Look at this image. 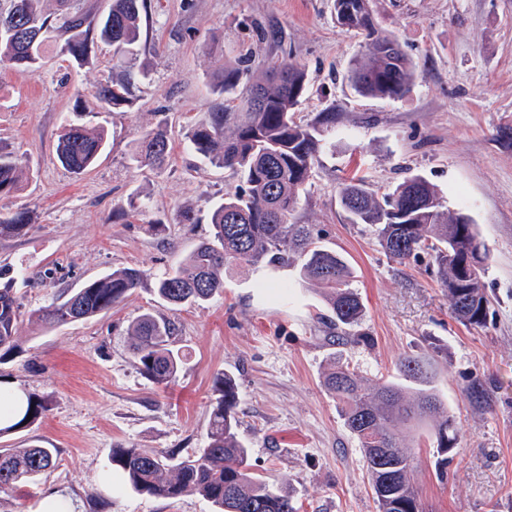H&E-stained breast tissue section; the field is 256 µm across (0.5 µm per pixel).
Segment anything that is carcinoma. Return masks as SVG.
Here are the masks:
<instances>
[{
	"instance_id": "carcinoma-1",
	"label": "carcinoma",
	"mask_w": 512,
	"mask_h": 512,
	"mask_svg": "<svg viewBox=\"0 0 512 512\" xmlns=\"http://www.w3.org/2000/svg\"><path fill=\"white\" fill-rule=\"evenodd\" d=\"M41 0H10L0 10V68L38 73L44 64L45 34L64 37L61 52L76 62L86 61L97 44L115 53L135 56L147 0H112L108 12L92 16L73 11L61 0V12L47 15ZM336 19L362 32L366 51L351 68L354 91L365 97L395 99L404 96L414 78V66L397 38L378 33L368 0H334ZM216 88H236L241 70L219 68ZM146 77L142 69L129 68L95 92L111 112L132 104L131 88ZM307 74L296 63L283 61L265 78L257 79L236 112H210L189 133L191 149L206 163L224 168L242 183L233 194L215 202L209 214L210 234L177 265L154 278V292L172 307L200 306L224 291V272L233 265L279 268L296 265L303 279L321 288L338 325L356 326L364 305L351 288L352 272L346 260L321 244L310 224H290L301 192L308 184L317 154L322 149L321 130L313 123L296 122L294 111L306 91ZM107 146L103 128L66 127L56 152L70 173L84 175L96 166ZM170 155L166 121L145 132L131 160L138 166L162 167ZM23 171L11 152L0 149V197L18 189ZM340 202L353 224L375 228L383 250L404 262L425 252L448 295L455 318L479 326L487 318L489 300L481 272L470 262L483 257L482 245L470 216L443 209L435 187L425 179H406L381 201L369 184L353 178L343 184ZM32 227L24 210L0 215V237L21 236ZM147 278L146 271L123 268L63 292L31 317L43 326H59L107 313L123 302ZM21 315L13 288H0V349L14 341ZM177 328L173 321L145 312L129 327L132 354L139 369L153 383L175 382L182 359L171 348ZM408 384H376L344 364L332 365L324 387L336 399L347 429L361 447L376 503V512H424L411 482L414 456L404 444V428L432 420L437 463L448 465L457 441L454 416L431 387V362L406 354L397 361ZM206 444L184 455L173 451L148 452L141 448L112 449L111 466L123 485L140 495L179 499L198 495L213 512H298L292 496L256 474L250 453L239 437L240 397L235 377L220 371L213 378ZM47 404L26 396L22 416L0 428V437L38 420ZM54 448L29 445L0 448V492L37 481L56 466Z\"/></svg>"
}]
</instances>
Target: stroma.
Instances as JSON below:
<instances>
[{"instance_id":"stroma-1","label":"stroma","mask_w":512,"mask_h":512,"mask_svg":"<svg viewBox=\"0 0 512 512\" xmlns=\"http://www.w3.org/2000/svg\"><path fill=\"white\" fill-rule=\"evenodd\" d=\"M130 107L101 111L94 92L126 64L110 46L94 47L77 65L49 38L40 73L0 70V146L25 173L0 198V214L28 210L33 227L0 238V286L22 303L13 347L0 354V384L45 398L34 424L0 438L22 448L57 451V466L34 484L0 492V512H38L51 492L79 512H211L202 498L165 500L120 489L105 472L115 446L186 452L203 447L216 372L238 381L239 433L256 473L285 483L298 512H376L357 439L323 385L332 363L364 377L397 381V359L432 358L433 384L458 424L446 472L434 438L411 436L412 482L427 512H512V0H369L380 33L398 38L416 68L399 99L356 94L353 60L365 38L336 21L333 0H148ZM289 59L308 90L297 120L334 115L325 146L301 194L294 220L315 225L342 254L365 309L361 323L336 327L321 289L296 267H236L224 291L200 307L162 304L144 281L108 313L52 329L30 314L64 288L124 267L161 274L210 233V206L238 186L236 177L203 163L188 131L209 113L234 111L245 92H215L227 63L257 74ZM83 99H76V92ZM83 111H75V102ZM167 120L171 150L159 169L130 155L140 135ZM96 122L109 147L97 167L77 177L57 160L65 125ZM364 176L381 195L418 175L446 208L476 225L487 259L489 310L484 325L459 322L429 255L399 263L374 232L350 223L339 192L344 178ZM141 213L113 217L129 197ZM200 221H176L183 207ZM168 226L152 234L156 220ZM287 285L281 302L269 285ZM150 311L174 321L173 346L185 359L174 384L148 380L134 361L128 328Z\"/></svg>"}]
</instances>
